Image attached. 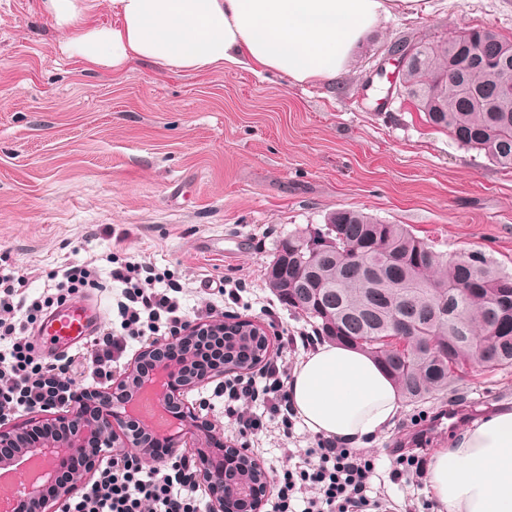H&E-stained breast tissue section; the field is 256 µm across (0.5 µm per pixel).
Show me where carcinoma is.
<instances>
[{"label":"carcinoma","mask_w":512,"mask_h":512,"mask_svg":"<svg viewBox=\"0 0 512 512\" xmlns=\"http://www.w3.org/2000/svg\"><path fill=\"white\" fill-rule=\"evenodd\" d=\"M471 39L493 59L512 41L488 29H471L436 45L414 41L417 60L399 80L430 126L457 143L512 169V99L503 101L500 77L484 65L463 63L448 86V57ZM278 300L304 316L324 340L359 349L381 363L406 402L425 404L448 395L464 376L512 369V274L499 271L480 251L450 257L403 224H382L351 209L328 224L283 239L267 269ZM496 311L499 322L489 319ZM412 326L417 350L394 355L384 337L396 317ZM224 352L249 370L268 355L245 320L224 334ZM489 347L493 361L481 360Z\"/></svg>","instance_id":"cac0c4a2"}]
</instances>
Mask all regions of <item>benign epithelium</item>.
Here are the masks:
<instances>
[{"instance_id":"1","label":"benign epithelium","mask_w":512,"mask_h":512,"mask_svg":"<svg viewBox=\"0 0 512 512\" xmlns=\"http://www.w3.org/2000/svg\"><path fill=\"white\" fill-rule=\"evenodd\" d=\"M416 47L402 43L388 46L387 56L397 65V71L413 62ZM228 323L212 320L192 323L177 336L143 349L139 360L153 356L158 350L168 351L151 378L155 379L156 403L164 411L178 407L188 424V433L204 438L197 450V482L209 495V512H232V505L241 499H250L252 512H261L263 499L251 496L253 483L241 478L233 482L224 479L228 462L245 456L241 448H211L209 442L218 439L216 424L201 415L199 403L185 400V393L202 383L206 375L195 374V365L202 348L200 338L222 336ZM409 325L400 322L393 326L389 337L392 348L399 354L408 346ZM148 383L139 365L126 369L108 388L86 387L78 390L66 410L46 422L35 421L26 426H4L0 416V448L12 453L0 454V468L12 467L27 458L50 457L54 468L68 471L67 480L55 481V472L26 482L22 502L30 512H65L74 494L90 483L110 448H134L141 460H155L153 448L146 442L150 427L140 424L134 432L127 424L126 406L129 400ZM55 430L53 434L32 438L30 433L42 425Z\"/></svg>"}]
</instances>
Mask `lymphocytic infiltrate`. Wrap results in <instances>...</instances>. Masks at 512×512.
<instances>
[{
    "mask_svg": "<svg viewBox=\"0 0 512 512\" xmlns=\"http://www.w3.org/2000/svg\"><path fill=\"white\" fill-rule=\"evenodd\" d=\"M109 275L122 286L116 299L118 324L93 342L90 352L63 354L49 362L36 358L24 336L52 308L55 295L31 300L15 288L12 277H0V340L11 341L0 353V415L68 403L76 385L69 371L79 368L94 378H110L131 343L183 328L186 315L179 284L172 281L158 287L161 275L146 262L113 261ZM288 379L285 368L270 361L258 377L229 378L216 386L238 436L255 435L270 416L283 436L291 437L295 414ZM257 400L263 404V413L244 410V402ZM375 473L374 458L336 440L318 439L315 447L305 449L301 461L287 457L274 469L272 512H387L385 498L369 494ZM198 490L188 458H169L147 470L135 454L126 453L100 470L90 489L70 503L67 512H142L148 503L155 512H199Z\"/></svg>",
    "mask_w": 512,
    "mask_h": 512,
    "instance_id": "1",
    "label": "lymphocytic infiltrate"
}]
</instances>
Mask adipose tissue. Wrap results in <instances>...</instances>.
<instances>
[{"label": "adipose tissue", "instance_id": "1", "mask_svg": "<svg viewBox=\"0 0 512 512\" xmlns=\"http://www.w3.org/2000/svg\"><path fill=\"white\" fill-rule=\"evenodd\" d=\"M415 0H41L63 51L90 69L131 60L188 72L274 71L295 83H329L366 34ZM113 17L93 22L99 8ZM290 403L307 430L351 448L390 430L398 387L366 353L324 344L293 368ZM437 512H512V408L455 435L427 465Z\"/></svg>", "mask_w": 512, "mask_h": 512}]
</instances>
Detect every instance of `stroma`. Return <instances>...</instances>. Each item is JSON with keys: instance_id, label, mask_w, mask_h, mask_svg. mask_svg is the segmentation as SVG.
Segmentation results:
<instances>
[{"instance_id": "obj_1", "label": "stroma", "mask_w": 512, "mask_h": 512, "mask_svg": "<svg viewBox=\"0 0 512 512\" xmlns=\"http://www.w3.org/2000/svg\"><path fill=\"white\" fill-rule=\"evenodd\" d=\"M486 27L512 39V0H416L371 33L329 84L276 73L168 70L134 61L90 70L65 55L40 0H0V273L35 298L67 262H94L112 306L109 256L169 270L187 317L224 315L279 338L309 330L266 285L279 242L339 209L403 224L451 254L481 251L512 272V172L424 122L377 71L400 37L426 41ZM243 287L221 303L210 287ZM512 406V372L460 383L455 400L404 405L368 452L391 512H426V477H388L397 454L429 461L450 433L429 424L455 407L462 427Z\"/></svg>"}]
</instances>
